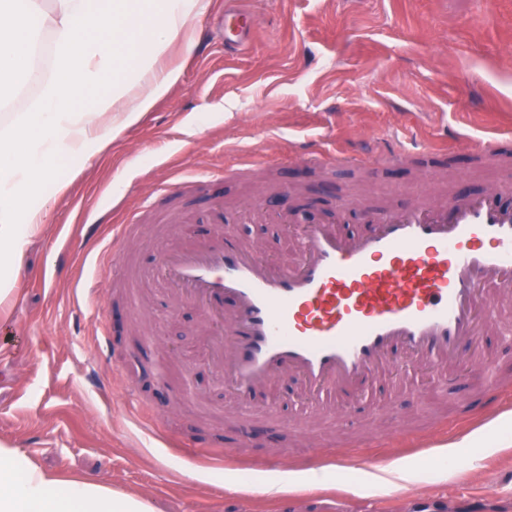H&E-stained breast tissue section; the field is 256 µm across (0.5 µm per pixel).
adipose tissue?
<instances>
[{
	"instance_id": "1",
	"label": "adipose tissue",
	"mask_w": 512,
	"mask_h": 512,
	"mask_svg": "<svg viewBox=\"0 0 512 512\" xmlns=\"http://www.w3.org/2000/svg\"><path fill=\"white\" fill-rule=\"evenodd\" d=\"M206 0H0V93L30 74L36 35L52 41V72L37 101L0 130V302L14 291L13 270L43 224L46 187L62 191V159L86 160L179 82L160 60L186 40ZM148 26L133 29V18ZM108 94L80 109L75 100L102 85ZM0 512H155L139 496L44 470L25 451L0 444Z\"/></svg>"
}]
</instances>
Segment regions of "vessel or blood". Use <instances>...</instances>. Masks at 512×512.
<instances>
[{
    "label": "vessel or blood",
    "instance_id": "1",
    "mask_svg": "<svg viewBox=\"0 0 512 512\" xmlns=\"http://www.w3.org/2000/svg\"><path fill=\"white\" fill-rule=\"evenodd\" d=\"M458 142L490 166L503 156L495 137ZM435 150L403 143L396 152L374 149L350 157L320 154L327 167L365 163H416L432 168ZM211 199L215 235L202 244L162 250L155 276L165 287L196 304L224 333L206 343L239 414L257 401L269 411L278 403L268 391L275 377L291 376L308 397L356 393L388 378L394 358L406 354L440 386L465 389L462 368L480 385L476 394L484 414L512 408V372L496 366L484 379L487 359L478 340L489 328L512 334V211L497 204L498 192L458 194L439 203L424 191L411 204L372 206L356 200L338 204L329 222L307 226L295 242L294 261L280 265L251 245L231 240L222 229L224 207L213 196L214 182L196 181ZM359 210L364 233L347 238L336 227ZM135 227L118 224L113 244L94 261L104 278L122 264ZM392 428L379 439L411 438V417L393 414ZM252 445L247 428L224 437L213 456L237 460V449Z\"/></svg>",
    "mask_w": 512,
    "mask_h": 512
}]
</instances>
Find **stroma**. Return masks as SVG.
<instances>
[{
	"mask_svg": "<svg viewBox=\"0 0 512 512\" xmlns=\"http://www.w3.org/2000/svg\"><path fill=\"white\" fill-rule=\"evenodd\" d=\"M247 13L251 41L227 45L239 13ZM167 63L182 77L140 123L122 131L101 153L73 163L68 186L52 195L47 221L31 239L16 274L17 292L0 306V443L30 453L45 470L88 478L113 491L150 500L156 512H371L385 495L384 512H407L400 489L358 488L357 471L325 465L326 481L270 496L264 483L279 470L231 471L210 447L235 429L226 412L223 378L199 358L209 326L191 303L144 284L134 294L112 285L98 296L84 287L93 274L84 242L105 248L112 228L138 219L143 226L129 264L151 271L159 255L156 227L187 225L196 236L213 229L207 205L192 191L197 175L221 182L233 236L292 260L300 227L239 221L240 205L264 204L283 187L314 218L349 196L369 204L406 205L425 179L414 164L312 165L258 169L225 178L237 160L310 152L361 154L384 146L393 133L437 148L436 170L452 192L475 195L512 180V166L492 168L461 147L458 135L496 137L512 158V0H210L189 56L172 48ZM177 184L168 210L143 209L161 186ZM137 312V321L111 337L98 354L102 317ZM388 383L348 398V418L322 421L316 399L294 396V381L278 412L253 420L259 447L274 434L311 429L334 455L362 448L380 407L409 412L429 434L430 448H377L382 465L404 460L419 471L409 485L418 512H512V488L500 485L512 468V447L484 454L474 468L442 466L444 446L475 432L449 422L430 435L433 415L449 412L452 391L435 390L429 375L407 367ZM160 408L156 432H146L141 409Z\"/></svg>",
	"mask_w": 512,
	"mask_h": 512,
	"instance_id": "1",
	"label": "stroma"
}]
</instances>
